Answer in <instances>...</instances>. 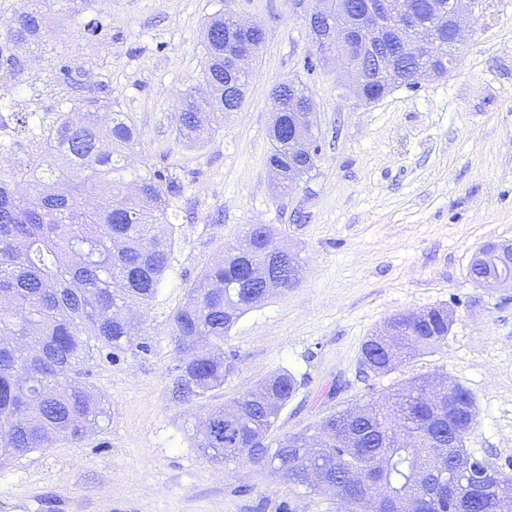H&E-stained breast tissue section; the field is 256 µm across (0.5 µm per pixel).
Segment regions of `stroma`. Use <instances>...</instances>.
I'll return each instance as SVG.
<instances>
[{
  "mask_svg": "<svg viewBox=\"0 0 512 512\" xmlns=\"http://www.w3.org/2000/svg\"><path fill=\"white\" fill-rule=\"evenodd\" d=\"M316 0H92L97 37L65 0H47L57 55L85 82L108 81L113 109L130 113L139 142L127 164L176 175L171 267L149 305L135 309L147 350L90 363L87 381L107 397L105 425L0 465V512H344L333 495L304 497L277 472L216 462L187 430L214 404L290 371L297 391L275 437L312 430L329 412L415 377L469 389L479 424L469 452L512 470V289L493 292L469 275L480 247L512 243V0H487L448 74L357 99L335 63L320 59L306 16ZM219 13L261 25L241 110L219 133L177 137L182 94L204 66L202 40ZM299 82L314 102L321 155L287 194L268 167L272 88ZM297 252L296 284L245 313L225 352L235 368L221 390L172 401L178 363L171 318L202 272L249 225ZM445 306L446 344L384 376L364 375L361 346L392 316Z\"/></svg>",
  "mask_w": 512,
  "mask_h": 512,
  "instance_id": "obj_1",
  "label": "stroma"
}]
</instances>
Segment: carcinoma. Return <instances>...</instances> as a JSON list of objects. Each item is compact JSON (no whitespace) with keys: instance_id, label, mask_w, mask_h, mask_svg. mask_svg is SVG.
I'll list each match as a JSON object with an SVG mask.
<instances>
[{"instance_id":"obj_1","label":"carcinoma","mask_w":512,"mask_h":512,"mask_svg":"<svg viewBox=\"0 0 512 512\" xmlns=\"http://www.w3.org/2000/svg\"><path fill=\"white\" fill-rule=\"evenodd\" d=\"M236 26L231 16L215 17L204 46L207 65L202 82L209 98L183 93L179 134L197 143L224 128V115L244 103L249 76L229 77L224 34ZM48 41L46 16L39 0H19L0 23V68L17 69L16 80L36 91L23 46L40 48ZM435 56L396 57L392 84L413 70L431 66ZM85 71L60 62L53 83L71 91L85 87ZM304 89L277 85L271 102L280 129H271L269 163L281 170L279 187L287 191L308 172L282 128L292 119L295 100ZM111 90L101 81L91 97L62 98L56 109L25 112L9 92H0V133L6 118L15 120L23 141L5 142L0 154L13 158L0 169V460L52 446L78 442L108 418L104 397L86 382V364L104 349H146L137 341L139 328L122 310L153 301L170 266L172 235L158 233L169 223L170 198L181 187L164 170H131L126 153L137 144L129 113L111 111ZM271 229L248 228L224 260L207 268L189 289L184 306L172 316L178 343V365L171 399L187 403L224 386L234 354L224 341L237 320L269 298L264 282L244 279L246 265L279 260L300 268L286 248L271 254ZM393 336H371L363 344L364 372L384 376L420 353L448 340V309L399 314L390 319ZM417 377L364 404L323 417L315 427L318 447L295 434L272 438L282 409L297 390L295 376L278 371L235 400L236 412L224 408L206 413V432L197 444L226 463L246 461L272 466L309 495L336 496L348 512H403L406 502L416 512H453L448 500V474L454 460L472 453L466 439L477 425L472 393L454 384L461 405L455 414L458 442L448 440V389ZM512 499V479L477 496L470 512H495V502Z\"/></svg>"}]
</instances>
